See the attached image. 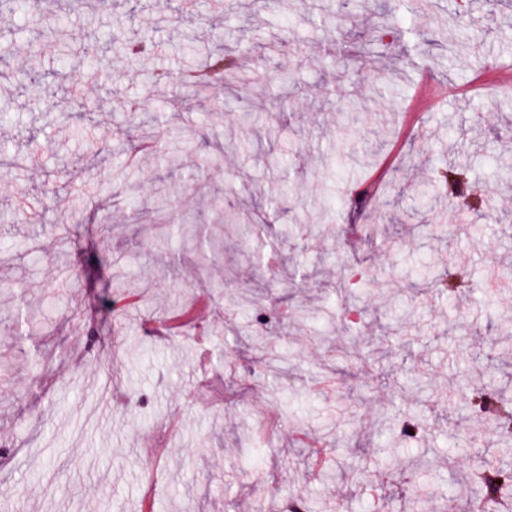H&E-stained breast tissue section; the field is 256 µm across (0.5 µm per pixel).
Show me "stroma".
<instances>
[{"instance_id":"stroma-1","label":"stroma","mask_w":512,"mask_h":512,"mask_svg":"<svg viewBox=\"0 0 512 512\" xmlns=\"http://www.w3.org/2000/svg\"><path fill=\"white\" fill-rule=\"evenodd\" d=\"M85 0L33 12L0 6V501L9 512H460L456 482L504 459L484 418L458 420L471 388L512 398V359L491 324L512 316V7L498 0ZM352 15L325 39L320 20ZM475 19L464 34L448 21ZM150 37L131 57L112 33ZM108 46L111 83L65 74L55 41ZM204 49L262 77L212 109L178 76ZM44 75L31 96L27 72ZM369 69L367 82L355 77ZM139 96L168 165L139 155L126 101ZM287 96V111L269 114ZM358 101L347 117L341 101ZM353 135L344 151V124ZM209 178H190L199 158ZM471 172L480 211L457 216L416 183L447 163ZM169 196L222 239L205 268L180 240H152L131 197ZM279 195L270 219L259 203ZM224 199L239 224L204 210ZM306 233L286 241L281 225ZM468 280L455 298L432 277ZM208 292L182 334L150 322ZM38 312L40 328L19 324ZM426 371L431 393L414 389ZM418 415L426 431L405 440ZM307 432L333 479L312 473Z\"/></svg>"}]
</instances>
